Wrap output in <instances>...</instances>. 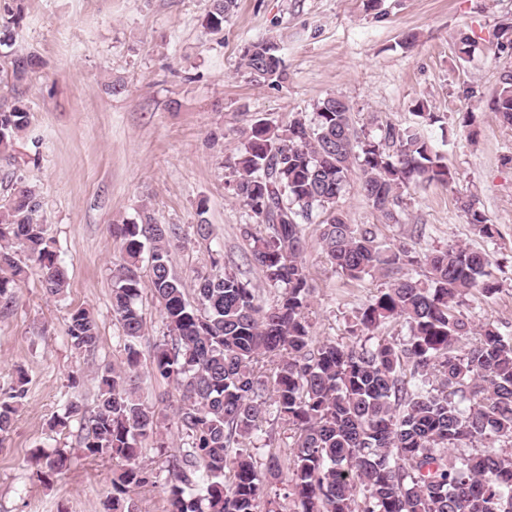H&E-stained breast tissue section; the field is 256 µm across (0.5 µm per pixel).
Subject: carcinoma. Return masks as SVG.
<instances>
[{"label": "carcinoma", "instance_id": "cac0c4a2", "mask_svg": "<svg viewBox=\"0 0 512 512\" xmlns=\"http://www.w3.org/2000/svg\"><path fill=\"white\" fill-rule=\"evenodd\" d=\"M237 0H212L207 27L218 31ZM21 0H0V73L13 86L39 66L15 48L12 29ZM252 81L273 83L281 58L270 39L244 48ZM492 111L512 125V74L503 76ZM30 125L28 106L0 97V161H14L18 138ZM359 189L386 222H398L401 192L420 183L449 185L454 174L419 128L387 124L379 134L358 131L352 107L328 96L314 118L283 127L257 121L231 164V196L266 226L244 224L246 259L282 292L264 306L255 289L230 270L197 277L193 299L173 271L169 252L178 229L151 217L113 227L120 259L112 271V313L124 341V359L97 369L98 396L87 411L67 401L54 425L80 417L79 441L89 458L123 462L112 478L111 512H136L131 493L154 487L158 475L143 461L151 441L165 457L167 512H279L268 498L282 481V448L264 431L265 460L248 443L265 423L291 430L293 477L284 498L292 512H512V336L487 323L473 328L461 314L476 289L499 291L492 256L470 247L421 252L409 244L383 246L370 226L349 224L336 209L353 166ZM0 203V304H11L27 262L54 296L68 284L41 216L39 190L24 177ZM482 237L496 225L473 199L459 201ZM322 216L319 241L327 260L351 279L381 275L384 287L354 315L355 341L311 345V286L303 263L305 225ZM149 250L148 281L140 262ZM420 265L415 279L403 273ZM160 306L167 336L143 364L138 345L145 321L138 307L143 284ZM402 321L400 340L374 335ZM70 346L92 352L99 327L86 308L70 311ZM176 384L177 429L185 447L168 452L166 417L139 395L141 369ZM23 385L0 399V435L12 427ZM471 446L467 453L453 449Z\"/></svg>", "mask_w": 512, "mask_h": 512}]
</instances>
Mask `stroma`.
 Wrapping results in <instances>:
<instances>
[{"label": "stroma", "instance_id": "35a3bbf8", "mask_svg": "<svg viewBox=\"0 0 512 512\" xmlns=\"http://www.w3.org/2000/svg\"><path fill=\"white\" fill-rule=\"evenodd\" d=\"M211 0H24L16 47L45 66L18 89L31 124L15 146L14 165H0V199L16 177L36 185L59 262L64 294L48 295L37 268L18 282L9 309H0V398L25 372L26 395L9 433L0 436V512H108L107 494L119 460L86 458L80 421L51 428L67 400L94 408L98 367L120 362L119 323L112 315V227L149 210L179 236L171 265L185 284L222 265L256 288L263 303L279 291L244 258L239 227L251 211L225 190L229 162L256 121L283 126L312 119L317 101L347 100L357 127L417 123L416 101L435 122L422 133L454 172L452 185L425 183L402 196L399 221L384 223L360 194L351 172L337 206L351 224H371L379 241L396 247L419 238L420 250L458 244L489 252L500 291L466 296L473 326L512 334V128L491 110L504 74L512 72V0H238L221 31L205 27ZM417 41L402 48L403 33ZM471 36L469 60L456 52ZM271 38L282 59L279 84L259 85L240 64L245 44ZM122 90L112 93L113 83ZM471 197L498 234H476L459 207ZM206 200L211 234L200 238L197 203ZM303 254L313 286L312 341H346L354 315L381 288L382 278L351 280L327 261L319 227L307 225ZM93 312L95 352L70 347L71 309ZM71 454L68 470L47 467V454Z\"/></svg>", "mask_w": 512, "mask_h": 512}]
</instances>
